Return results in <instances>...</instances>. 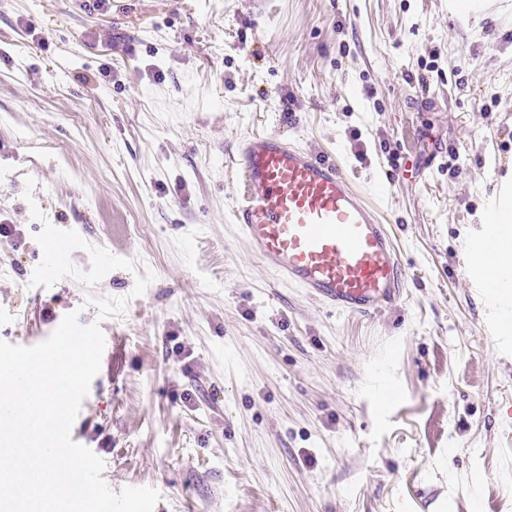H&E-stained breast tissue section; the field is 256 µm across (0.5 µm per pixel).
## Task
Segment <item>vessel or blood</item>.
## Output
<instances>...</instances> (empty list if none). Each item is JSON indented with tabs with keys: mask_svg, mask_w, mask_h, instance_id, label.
<instances>
[{
	"mask_svg": "<svg viewBox=\"0 0 512 512\" xmlns=\"http://www.w3.org/2000/svg\"><path fill=\"white\" fill-rule=\"evenodd\" d=\"M244 194L232 210L250 252L333 310L369 315L406 286L390 233L335 161L267 132L237 152Z\"/></svg>",
	"mask_w": 512,
	"mask_h": 512,
	"instance_id": "vessel-or-blood-1",
	"label": "vessel or blood"
}]
</instances>
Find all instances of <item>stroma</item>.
<instances>
[{"label":"stroma","instance_id":"stroma-1","mask_svg":"<svg viewBox=\"0 0 512 512\" xmlns=\"http://www.w3.org/2000/svg\"><path fill=\"white\" fill-rule=\"evenodd\" d=\"M0 0V340L98 324L71 429L154 512H512V321L468 270L512 176V14L448 0ZM338 161L408 278L378 315L231 220L245 137ZM36 186L26 192L25 179ZM39 209L44 221L32 219ZM136 260L30 287L43 222ZM149 271L131 298L135 275ZM129 297L98 319L86 296Z\"/></svg>","mask_w":512,"mask_h":512}]
</instances>
